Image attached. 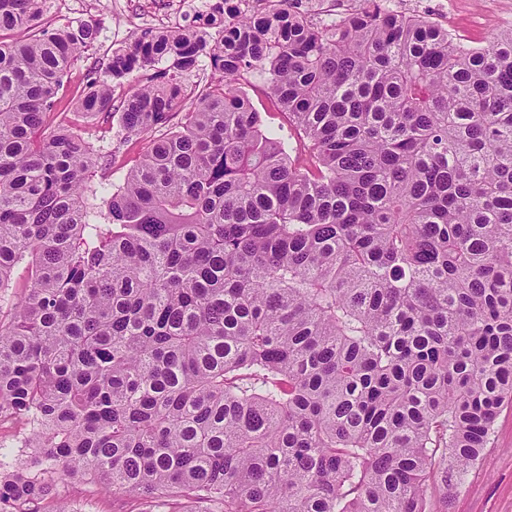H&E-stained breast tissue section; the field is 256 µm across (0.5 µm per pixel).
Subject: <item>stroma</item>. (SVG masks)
Masks as SVG:
<instances>
[{
	"label": "stroma",
	"mask_w": 512,
	"mask_h": 512,
	"mask_svg": "<svg viewBox=\"0 0 512 512\" xmlns=\"http://www.w3.org/2000/svg\"><path fill=\"white\" fill-rule=\"evenodd\" d=\"M62 14L46 12L52 26H97L98 33L87 61L78 62L72 72L67 95L76 98L82 90V74L87 62L108 63L115 50L133 44L144 30L193 28L206 40L216 37V26L191 14H176L170 0H62ZM439 26L454 24L473 41L487 45L494 33L512 28V0H453L450 16L438 15ZM68 496H84L93 502L92 512H142L143 504L134 496L104 494L80 482L66 484ZM434 512H512V407L498 415L492 444L478 464L466 475L452 479L449 487L430 482L427 490Z\"/></svg>",
	"instance_id": "obj_1"
}]
</instances>
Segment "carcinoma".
<instances>
[{
  "instance_id": "carcinoma-1",
  "label": "carcinoma",
  "mask_w": 512,
  "mask_h": 512,
  "mask_svg": "<svg viewBox=\"0 0 512 512\" xmlns=\"http://www.w3.org/2000/svg\"><path fill=\"white\" fill-rule=\"evenodd\" d=\"M46 4L0 0V421L36 449L0 452V512H70L71 480L143 512H433L512 405V29L236 9L204 90L200 40L147 31L72 105L96 30ZM240 90L247 94L252 100L255 108L262 113L266 124L273 130L286 133L288 129V120L286 116L279 112L273 101L264 94L265 80L260 73L254 72L247 77L246 81L239 85ZM147 149V140L142 138H134L132 141L122 146L116 155V163L112 175V180L118 182L123 174L135 166Z\"/></svg>"
}]
</instances>
